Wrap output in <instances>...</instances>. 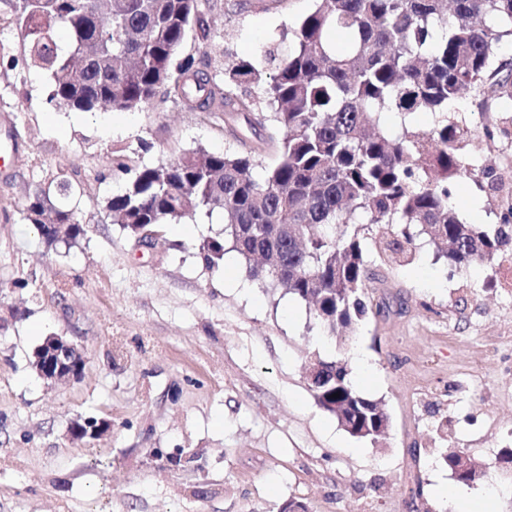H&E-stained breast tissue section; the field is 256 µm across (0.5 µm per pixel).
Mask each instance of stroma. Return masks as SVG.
Returning a JSON list of instances; mask_svg holds the SVG:
<instances>
[{
	"label": "stroma",
	"instance_id": "35a3bbf8",
	"mask_svg": "<svg viewBox=\"0 0 512 512\" xmlns=\"http://www.w3.org/2000/svg\"><path fill=\"white\" fill-rule=\"evenodd\" d=\"M19 0H0V136L16 151L0 171V512H449L457 488L443 456L463 449L493 492L490 512H512V245L490 262L453 268L426 239L396 262L381 227L367 258L389 301L346 347L321 336L304 301L252 279L242 259L208 267L200 244L220 236L221 213L184 231L157 227L151 246L113 223L108 201L145 164L184 153L259 150L261 134L230 129L221 112H190L167 99L139 110L80 112L51 98L28 66ZM314 0H205L218 50L189 33L181 57L216 82L224 56L261 60L288 44ZM512 99L469 97L457 116L471 130L468 155L491 179L454 185L460 220L504 219L490 184L512 188V144L488 136ZM70 195H61L60 182ZM47 192L85 228L71 248L46 245L27 218ZM49 336L83 351L78 381L50 384L31 366ZM365 360L355 387L390 417L383 446L348 434L311 390L308 359ZM110 427L75 440L74 421ZM197 453L186 467L167 455Z\"/></svg>",
	"mask_w": 512,
	"mask_h": 512
}]
</instances>
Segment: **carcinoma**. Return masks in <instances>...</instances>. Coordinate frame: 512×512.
Segmentation results:
<instances>
[{
  "mask_svg": "<svg viewBox=\"0 0 512 512\" xmlns=\"http://www.w3.org/2000/svg\"><path fill=\"white\" fill-rule=\"evenodd\" d=\"M17 21L29 65L50 76L60 106L133 110L162 92L191 111L231 112L270 131L278 155L261 177L250 153L189 152L138 169L107 208L112 223L136 235L223 213L224 236L200 245L208 266L231 244L250 277L312 305L330 339L342 341L368 314L365 295L377 278L367 226H393L392 250L404 258L422 236L445 245L456 267L493 260L512 237V209L494 229L465 224L449 187L484 176L468 159L470 131L452 106L512 88V69L493 66L495 50L512 39V0H315L288 47H269L264 63L224 58L222 87L194 59L175 62L191 27L215 47L199 0H20ZM60 26L70 34L66 51L56 43ZM252 85L261 97L244 91ZM392 112L439 120L396 134L386 126ZM46 208L35 197L30 222L48 245L71 247L84 234L77 215L54 210V223L70 232L46 233ZM314 360L323 377L313 388L318 404L344 430L360 415L365 439L385 438L384 405L353 388L347 362ZM463 456L451 448L445 462L465 483Z\"/></svg>",
  "mask_w": 512,
  "mask_h": 512,
  "instance_id": "cac0c4a2",
  "label": "carcinoma"
}]
</instances>
